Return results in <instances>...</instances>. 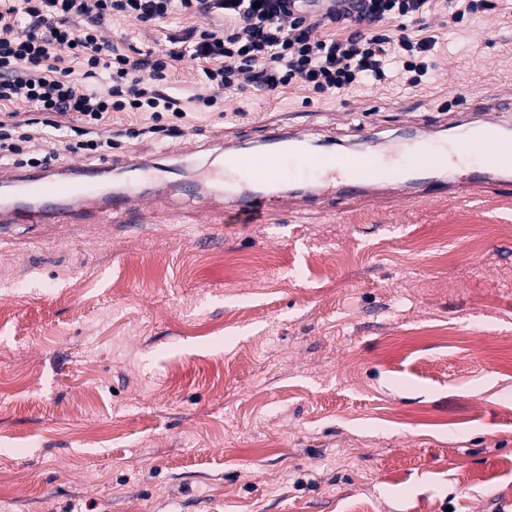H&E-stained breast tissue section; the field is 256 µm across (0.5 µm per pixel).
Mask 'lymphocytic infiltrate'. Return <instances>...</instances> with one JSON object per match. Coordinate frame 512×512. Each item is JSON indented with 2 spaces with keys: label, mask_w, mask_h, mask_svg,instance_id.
<instances>
[{
  "label": "lymphocytic infiltrate",
  "mask_w": 512,
  "mask_h": 512,
  "mask_svg": "<svg viewBox=\"0 0 512 512\" xmlns=\"http://www.w3.org/2000/svg\"><path fill=\"white\" fill-rule=\"evenodd\" d=\"M433 0H0V102L76 121L77 149L104 146L94 132L111 112H147L158 132L163 114L194 105L220 110L224 94L247 84L267 96L301 82L337 99L352 89L395 80L418 86L431 67L433 41L392 36L400 18H423ZM218 17L217 25L167 36L166 46L130 56L103 34L112 16L158 23L174 12ZM340 36H319L324 24ZM82 67L72 76L62 51ZM203 62L210 96L172 94V62Z\"/></svg>",
  "instance_id": "lymphocytic-infiltrate-1"
}]
</instances>
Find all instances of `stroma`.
Instances as JSON below:
<instances>
[{"label":"stroma","instance_id":"stroma-1","mask_svg":"<svg viewBox=\"0 0 512 512\" xmlns=\"http://www.w3.org/2000/svg\"><path fill=\"white\" fill-rule=\"evenodd\" d=\"M209 24L117 16L107 35L148 50ZM404 26L435 41L420 86H248L184 114L180 139L147 112L100 133L194 179L268 120L346 149L512 94V0ZM146 218L0 236V463L30 488L0 484V512H512V237L486 232L512 199L235 224L174 195ZM417 235L429 249L406 251Z\"/></svg>","mask_w":512,"mask_h":512}]
</instances>
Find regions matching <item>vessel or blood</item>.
<instances>
[{
	"instance_id": "obj_1",
	"label": "vessel or blood",
	"mask_w": 512,
	"mask_h": 512,
	"mask_svg": "<svg viewBox=\"0 0 512 512\" xmlns=\"http://www.w3.org/2000/svg\"><path fill=\"white\" fill-rule=\"evenodd\" d=\"M451 110L450 126L457 131L451 148L432 136L405 146L379 140L366 130L359 134V147L352 155L334 151L330 142L300 129H267L251 156L226 141L222 167L230 183L223 199L212 206L247 221L268 211L272 189L281 192V213L292 215L330 195L345 204H390L470 199L512 189V137L496 118L497 113L512 112V97L497 93L482 105L460 102ZM461 156L475 157V167L455 179L441 180L440 172ZM147 169L136 158L112 157L93 167L10 173L9 182L21 184L29 198L0 206V224H77L83 204L92 201L105 220L143 223L136 189ZM112 171L124 174L125 187L100 193V177Z\"/></svg>"
}]
</instances>
